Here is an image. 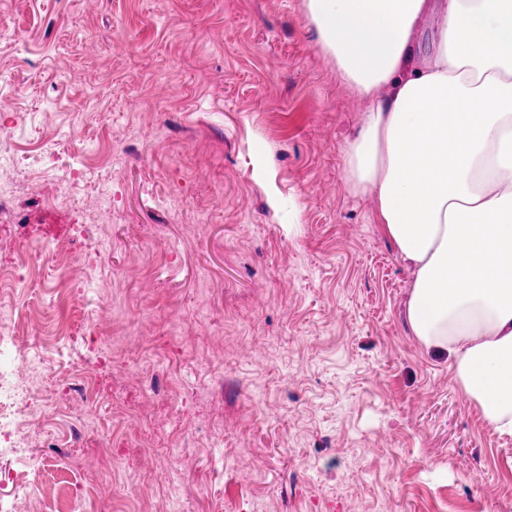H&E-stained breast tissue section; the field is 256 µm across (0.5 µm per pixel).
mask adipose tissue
I'll return each instance as SVG.
<instances>
[{
    "label": "adipose tissue",
    "instance_id": "adipose-tissue-1",
    "mask_svg": "<svg viewBox=\"0 0 512 512\" xmlns=\"http://www.w3.org/2000/svg\"><path fill=\"white\" fill-rule=\"evenodd\" d=\"M305 17L370 102L346 173L413 272L410 330L512 438V0H306Z\"/></svg>",
    "mask_w": 512,
    "mask_h": 512
}]
</instances>
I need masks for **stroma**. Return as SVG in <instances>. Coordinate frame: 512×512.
I'll return each mask as SVG.
<instances>
[{
	"label": "stroma",
	"instance_id": "1",
	"mask_svg": "<svg viewBox=\"0 0 512 512\" xmlns=\"http://www.w3.org/2000/svg\"><path fill=\"white\" fill-rule=\"evenodd\" d=\"M367 108L304 0H0V222L44 251L0 306L63 352L28 382L27 512H512V438L413 336L348 183ZM79 163L110 205L68 204Z\"/></svg>",
	"mask_w": 512,
	"mask_h": 512
}]
</instances>
